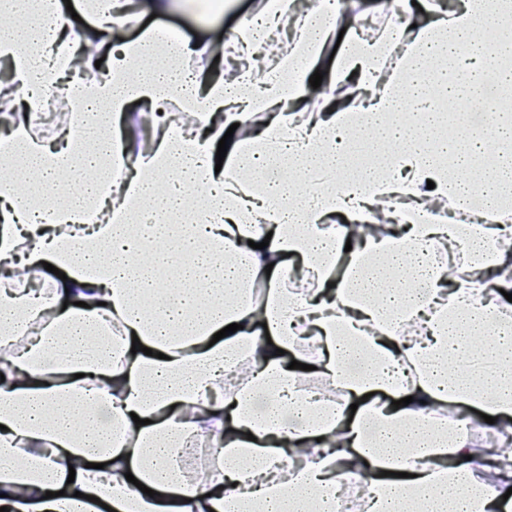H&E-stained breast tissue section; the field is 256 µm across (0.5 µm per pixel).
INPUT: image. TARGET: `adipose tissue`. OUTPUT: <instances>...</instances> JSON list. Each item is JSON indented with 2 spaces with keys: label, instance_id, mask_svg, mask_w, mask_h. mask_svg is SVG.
I'll return each instance as SVG.
<instances>
[{
  "label": "adipose tissue",
  "instance_id": "obj_1",
  "mask_svg": "<svg viewBox=\"0 0 512 512\" xmlns=\"http://www.w3.org/2000/svg\"><path fill=\"white\" fill-rule=\"evenodd\" d=\"M395 2L369 38L359 0H267L216 48L142 26L131 0H80L87 26L47 55L62 0H0V507L336 512L362 479L365 512H501L512 112L485 82L512 97V0H426L422 27L411 0ZM291 12L295 48L273 69L186 70L261 47ZM120 26L137 36L108 39ZM488 26L493 55L478 40ZM440 83L482 106L451 142L439 132L455 110L431 106ZM146 118L155 134L139 147ZM162 265L175 272L160 291ZM228 367L244 374L232 390ZM305 378L339 399L306 393ZM463 407L502 426L483 448ZM197 439L217 459L199 476L181 468Z\"/></svg>",
  "mask_w": 512,
  "mask_h": 512
}]
</instances>
